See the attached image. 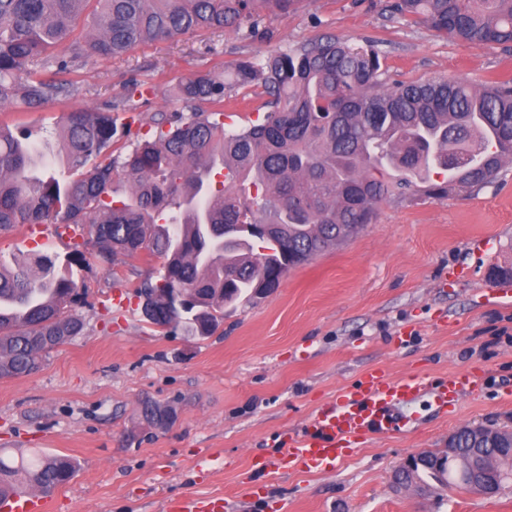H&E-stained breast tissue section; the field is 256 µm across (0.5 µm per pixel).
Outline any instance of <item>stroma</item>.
I'll return each instance as SVG.
<instances>
[{
    "mask_svg": "<svg viewBox=\"0 0 512 512\" xmlns=\"http://www.w3.org/2000/svg\"><path fill=\"white\" fill-rule=\"evenodd\" d=\"M388 0H297L261 19L266 38L204 30L146 43L109 61L64 49L69 97L0 108V122L54 132L67 111L126 104L118 122L184 112L169 94L193 74L224 75L324 34L374 42L387 76L473 84L512 81V50L469 45L390 17ZM66 254L52 226L37 240L0 232V254ZM512 267V163L471 193L417 194L381 203L373 223L288 273L280 286L225 306L219 330L189 339L148 324L135 286L161 259L140 254L83 270L75 307L82 333L42 355L32 374L0 379V449L41 451L78 464L51 512H162L183 497L235 500L233 512H512V486L421 495L392 473L408 456L447 447L467 424L512 425V296L490 273ZM484 370L478 398L448 414L408 407L413 431L371 437L322 472L256 471L282 437L371 369L437 381ZM172 406L167 428L147 426L144 403Z\"/></svg>",
    "mask_w": 512,
    "mask_h": 512,
    "instance_id": "1",
    "label": "stroma"
}]
</instances>
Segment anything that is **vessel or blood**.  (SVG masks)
I'll list each match as a JSON object with an SVG mask.
<instances>
[{
  "label": "vessel or blood",
  "instance_id": "vessel-or-blood-1",
  "mask_svg": "<svg viewBox=\"0 0 512 512\" xmlns=\"http://www.w3.org/2000/svg\"><path fill=\"white\" fill-rule=\"evenodd\" d=\"M483 383L479 370L449 374L447 380L432 383L420 374L390 380L377 369L365 374L359 383L337 396L335 402L313 413L308 420L284 437L285 451L273 461L257 458L258 470L276 467L286 471L331 469L352 445L371 436H384L411 430L412 420L400 409L429 398L436 410L448 413ZM49 499L41 493L9 492L0 496V512H49ZM223 499L206 501L182 499L172 502L167 512H224Z\"/></svg>",
  "mask_w": 512,
  "mask_h": 512
}]
</instances>
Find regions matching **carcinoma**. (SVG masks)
Returning <instances> with one entry per match:
<instances>
[{
	"label": "carcinoma",
	"instance_id": "cac0c4a2",
	"mask_svg": "<svg viewBox=\"0 0 512 512\" xmlns=\"http://www.w3.org/2000/svg\"><path fill=\"white\" fill-rule=\"evenodd\" d=\"M296 0H0V106L66 96L70 83L34 76L50 51L72 45L84 20L87 55L122 56L154 39L200 29L260 35L265 11ZM407 18L471 45L512 47V0H393ZM241 88L263 115L224 127V101ZM171 95L189 115L152 117L131 135L112 107L65 113L60 150L32 129L0 122V230L53 226L69 239L63 262L0 255V377L31 366L84 328L73 312L78 272L146 252L161 271L135 286L152 299L146 321L209 336L224 305L279 287L292 269L351 237L379 204L419 192L464 195L512 161V83L476 88L456 78L392 81L380 51L334 34L237 61L224 77L194 75ZM242 235L224 243V226ZM94 244L95 251L86 250ZM76 465L39 454L0 456V495L50 494Z\"/></svg>",
	"mask_w": 512,
	"mask_h": 512
}]
</instances>
